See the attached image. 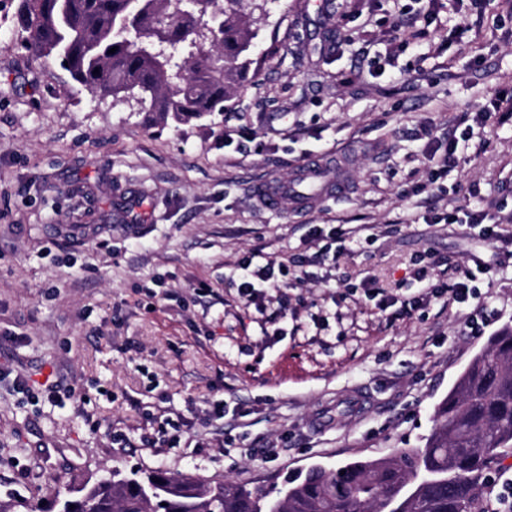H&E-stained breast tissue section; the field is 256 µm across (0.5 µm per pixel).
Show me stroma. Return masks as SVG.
I'll list each match as a JSON object with an SVG mask.
<instances>
[{
	"mask_svg": "<svg viewBox=\"0 0 512 512\" xmlns=\"http://www.w3.org/2000/svg\"><path fill=\"white\" fill-rule=\"evenodd\" d=\"M410 2L267 0L223 111L164 124L27 51L17 0H0V363L37 383L28 399L0 381V512H54L115 466L269 489L315 461L424 446L486 338L438 300L388 317L362 285L409 298L418 268L434 284L473 269L490 331L512 325V112L439 173L448 133L512 89V0H422L431 22L402 46ZM307 150L341 168L342 195L306 210L253 198ZM465 203L496 241L435 223ZM324 224L348 233L333 265L310 234ZM253 254L306 273L262 313L234 288ZM278 311L284 333L267 336ZM50 375L75 398L50 401ZM216 403L219 434L204 424ZM173 414L176 447H142Z\"/></svg>",
	"mask_w": 512,
	"mask_h": 512,
	"instance_id": "35a3bbf8",
	"label": "stroma"
}]
</instances>
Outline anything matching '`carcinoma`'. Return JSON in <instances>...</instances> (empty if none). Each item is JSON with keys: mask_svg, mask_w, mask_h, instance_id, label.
<instances>
[{"mask_svg": "<svg viewBox=\"0 0 512 512\" xmlns=\"http://www.w3.org/2000/svg\"><path fill=\"white\" fill-rule=\"evenodd\" d=\"M242 0H19L25 48L89 92L125 96L163 123L201 120L250 63ZM223 15L206 28L205 18ZM116 52H110L111 48ZM512 457V327L468 363L434 410L422 448L332 469L315 463L279 487L249 489L161 470L103 471L58 512H469ZM75 509H70V506Z\"/></svg>", "mask_w": 512, "mask_h": 512, "instance_id": "obj_1", "label": "carcinoma"}]
</instances>
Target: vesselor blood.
<instances>
[{
	"instance_id": "vessel-or-blood-1",
	"label": "vessel or blood",
	"mask_w": 512,
	"mask_h": 512,
	"mask_svg": "<svg viewBox=\"0 0 512 512\" xmlns=\"http://www.w3.org/2000/svg\"><path fill=\"white\" fill-rule=\"evenodd\" d=\"M343 189L341 179L327 171L318 158L310 156L304 159L289 180H260L253 183L251 192L267 209H277L282 200L288 199L302 210L327 195L342 193Z\"/></svg>"
}]
</instances>
